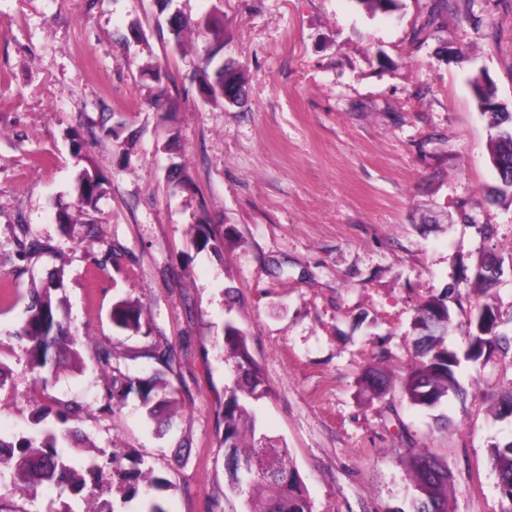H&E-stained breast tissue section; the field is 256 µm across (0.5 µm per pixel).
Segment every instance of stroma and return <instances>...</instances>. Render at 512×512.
Here are the masks:
<instances>
[{
    "label": "stroma",
    "instance_id": "stroma-1",
    "mask_svg": "<svg viewBox=\"0 0 512 512\" xmlns=\"http://www.w3.org/2000/svg\"><path fill=\"white\" fill-rule=\"evenodd\" d=\"M188 29L174 50L154 0H0V282L19 292L64 280V313L81 338L79 365L49 386L13 333L25 303L0 304V433L53 425L34 399L80 405L88 480L19 490L0 483V512H139L130 480L162 478L165 512H242L224 470V390L236 373L224 323L248 337L268 392L259 428L286 446L314 512H411L407 449L450 473L449 512H500L492 445L512 440V352L462 362L463 397L409 405L418 306L447 295L463 352L476 308H498L512 337V203L492 202L493 131L469 78L485 74L512 103V0H398L371 12L355 0H174ZM224 21L222 60L240 72L242 106L198 90L206 14ZM162 69L155 82L146 69ZM169 106L155 108L157 92ZM120 127L119 139L101 122ZM97 174L103 196L79 214L76 185ZM76 213L66 229L58 209ZM223 237L200 249L198 225ZM50 242L33 258L22 239ZM501 272L485 292L484 256ZM121 300L141 304L140 332L113 328ZM113 367L179 390L175 427L157 432L136 394L107 403ZM170 350L169 363L155 352ZM377 368L386 393L364 382Z\"/></svg>",
    "mask_w": 512,
    "mask_h": 512
}]
</instances>
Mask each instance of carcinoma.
<instances>
[{
    "label": "carcinoma",
    "mask_w": 512,
    "mask_h": 512,
    "mask_svg": "<svg viewBox=\"0 0 512 512\" xmlns=\"http://www.w3.org/2000/svg\"><path fill=\"white\" fill-rule=\"evenodd\" d=\"M186 25L179 14L169 24L171 42L179 50L183 44ZM199 34L208 42L207 53L201 60L202 89L206 99L213 103L224 100L216 86L224 81L242 86L241 76L231 65L219 66L214 76L208 69L224 48L223 21L209 14L198 25ZM482 115L498 118L494 127L495 140L491 154L512 163V108L500 101L494 90L481 94ZM102 183L89 171H84L77 185L78 207L88 215L96 210ZM62 289L61 275H52L49 284L31 288L25 317L15 332L23 344L30 371L36 373L43 385L57 375L61 364L79 358V338L71 326L57 315L62 299L55 292ZM488 316L468 322L463 355L443 346L451 327L448 305L443 298L431 297L417 310L414 328L418 332L416 353L402 380L401 389L408 402L416 407L431 409L439 406L450 391H460L456 371L461 360L477 362L499 350H512V339L499 332L497 309L488 304L478 305ZM140 306L119 301L112 309V324L119 331H137L141 328ZM224 350L237 359L238 373L231 387L224 390V469L228 485L245 496L243 512H313L310 499L299 470L290 458L287 448L272 444L258 434L259 418L252 402L263 397L265 379L259 364L251 357L247 334L227 322L224 324ZM98 365L114 372L113 381H122L127 391H136L149 422L159 431L174 427L177 416L178 391L168 381L155 379L135 383L112 367V352L103 350L97 357ZM78 415L71 405L61 404L56 411V431L47 430L38 438H20L11 442L0 436V481L7 480L19 489L68 482L75 492L85 484L71 465L60 441L70 439L75 431L67 424ZM490 456L497 473L502 494L501 512H512V441L490 448ZM409 473L417 496L413 512H448L450 476L447 466L429 451L408 449ZM161 485L154 478L142 490L141 512H164L154 503L151 490Z\"/></svg>",
    "instance_id": "cac0c4a2"
}]
</instances>
